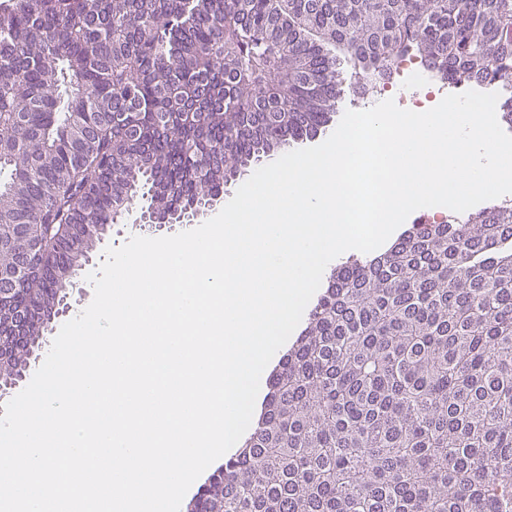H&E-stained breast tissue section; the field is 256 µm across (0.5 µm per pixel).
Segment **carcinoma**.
Instances as JSON below:
<instances>
[{
  "label": "carcinoma",
  "mask_w": 512,
  "mask_h": 512,
  "mask_svg": "<svg viewBox=\"0 0 512 512\" xmlns=\"http://www.w3.org/2000/svg\"><path fill=\"white\" fill-rule=\"evenodd\" d=\"M409 55L499 87L512 126V0H0V270L31 252L0 343L20 307L42 334L123 210L213 200ZM267 386L201 504L512 512V208L337 266Z\"/></svg>",
  "instance_id": "obj_1"
}]
</instances>
